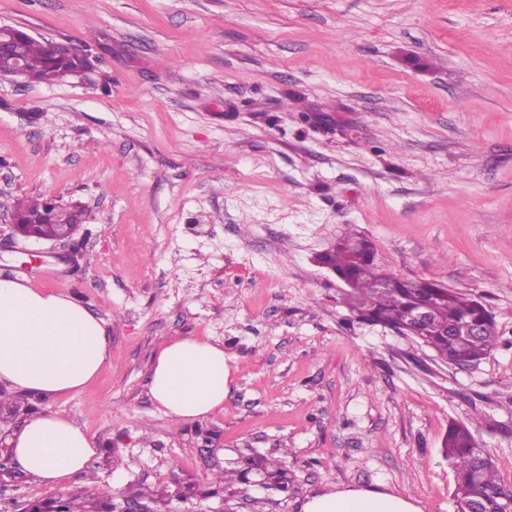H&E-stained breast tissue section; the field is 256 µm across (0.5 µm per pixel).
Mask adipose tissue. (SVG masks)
<instances>
[{
    "mask_svg": "<svg viewBox=\"0 0 512 512\" xmlns=\"http://www.w3.org/2000/svg\"><path fill=\"white\" fill-rule=\"evenodd\" d=\"M109 355L101 320L83 304L25 282L0 279V390L40 398L85 389ZM231 367L218 342L196 337L164 341L149 393L174 422L185 424L223 410ZM10 442L16 468L47 489L62 491L87 474L96 454L90 436L64 415L37 413ZM303 512H421L402 494L374 489L321 491Z\"/></svg>",
    "mask_w": 512,
    "mask_h": 512,
    "instance_id": "1",
    "label": "adipose tissue"
}]
</instances>
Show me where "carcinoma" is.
Instances as JSON below:
<instances>
[{"label": "carcinoma", "instance_id": "1", "mask_svg": "<svg viewBox=\"0 0 512 512\" xmlns=\"http://www.w3.org/2000/svg\"><path fill=\"white\" fill-rule=\"evenodd\" d=\"M12 35L14 53L24 63L25 81L29 84L52 83L79 67V59L53 40H39L17 26L12 27ZM47 206L42 198L20 199L15 213L40 220ZM82 217L75 208L58 204L45 223L73 224ZM319 262L348 287L346 303L358 319L394 330L409 328L412 338L450 365L472 366L487 357L499 342L495 318L483 301L431 281L400 278L386 272L364 238L338 239L319 255ZM427 307L428 320L417 322L416 314ZM444 448L455 470L456 512H467L475 505L483 512H503L502 484L495 464L485 449L476 447L470 427L464 422L451 423Z\"/></svg>", "mask_w": 512, "mask_h": 512}]
</instances>
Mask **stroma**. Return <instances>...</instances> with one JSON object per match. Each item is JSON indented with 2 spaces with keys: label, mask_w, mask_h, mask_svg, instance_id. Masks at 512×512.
<instances>
[{
  "label": "stroma",
  "mask_w": 512,
  "mask_h": 512,
  "mask_svg": "<svg viewBox=\"0 0 512 512\" xmlns=\"http://www.w3.org/2000/svg\"><path fill=\"white\" fill-rule=\"evenodd\" d=\"M86 49L52 84L0 78V278L80 300L110 357L82 391L21 397L97 454L68 494L201 493L174 512H301L323 489L455 512L442 442L472 420L512 490V0H0V23ZM86 213L78 253L8 246L18 198ZM372 242L399 277L479 296L499 343L459 370L355 320L315 261ZM224 344V409L175 425L165 340ZM293 492L207 490L240 458Z\"/></svg>",
  "instance_id": "obj_1"
}]
</instances>
